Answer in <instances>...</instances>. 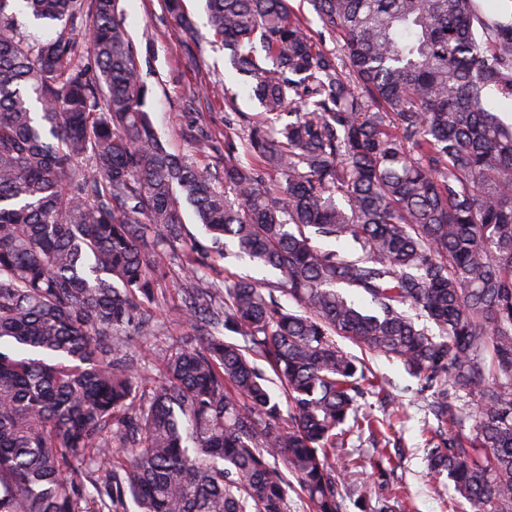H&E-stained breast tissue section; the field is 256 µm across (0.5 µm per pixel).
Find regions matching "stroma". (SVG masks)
Here are the masks:
<instances>
[{"label":"stroma","mask_w":512,"mask_h":512,"mask_svg":"<svg viewBox=\"0 0 512 512\" xmlns=\"http://www.w3.org/2000/svg\"><path fill=\"white\" fill-rule=\"evenodd\" d=\"M183 21L166 11L165 0H120L126 27L133 40L138 65L151 94L148 111L168 151L188 152L198 131L223 139L233 112L257 114L260 107L246 89L235 83L224 66V50L206 24L201 0H183ZM180 283L169 277L153 313L160 329L153 343L130 341L133 355L159 353L190 335L188 325L166 321L167 310L180 303ZM373 371L383 376L399 397L403 409L392 430L405 446L394 465L404 490L417 512H471L457 501L452 485H432L427 477L422 435L423 403L417 382L386 358L369 359Z\"/></svg>","instance_id":"1"}]
</instances>
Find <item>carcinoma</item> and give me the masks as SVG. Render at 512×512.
Returning a JSON list of instances; mask_svg holds the SVG:
<instances>
[{
	"instance_id": "obj_1",
	"label": "carcinoma",
	"mask_w": 512,
	"mask_h": 512,
	"mask_svg": "<svg viewBox=\"0 0 512 512\" xmlns=\"http://www.w3.org/2000/svg\"><path fill=\"white\" fill-rule=\"evenodd\" d=\"M18 1L61 29L30 41ZM308 3L316 34L290 0H205L262 113L172 154L119 0H0V512H397L401 448L357 398L396 400L341 340L418 381L430 479L512 512V11ZM187 206L277 280L213 276ZM173 266L193 336L131 362Z\"/></svg>"
}]
</instances>
